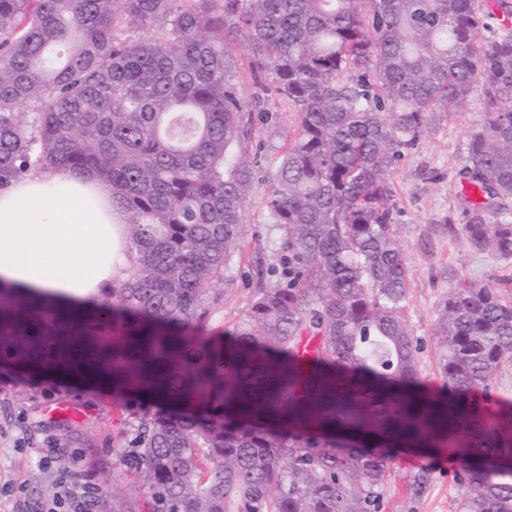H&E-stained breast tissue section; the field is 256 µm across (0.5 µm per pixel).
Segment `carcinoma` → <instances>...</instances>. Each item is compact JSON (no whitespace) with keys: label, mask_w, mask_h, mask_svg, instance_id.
<instances>
[{"label":"carcinoma","mask_w":512,"mask_h":512,"mask_svg":"<svg viewBox=\"0 0 512 512\" xmlns=\"http://www.w3.org/2000/svg\"><path fill=\"white\" fill-rule=\"evenodd\" d=\"M488 18L476 0H0V191L90 175L134 249L72 328L83 342L0 287V363L42 358L51 336L79 366L109 354L116 394L182 403L117 435L133 479L99 484L94 512H381L392 449L412 442L460 460L458 512H512V402L494 393L512 302L473 284L448 296L443 392L426 396L391 183L432 114L483 81L463 168L482 201L460 197L448 231L512 259V31L483 38ZM270 92L298 119L264 201L281 253L251 251L248 312L221 331L213 285L230 280Z\"/></svg>","instance_id":"cac0c4a2"}]
</instances>
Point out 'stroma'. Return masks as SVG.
Listing matches in <instances>:
<instances>
[{
    "label": "stroma",
    "instance_id": "1",
    "mask_svg": "<svg viewBox=\"0 0 512 512\" xmlns=\"http://www.w3.org/2000/svg\"><path fill=\"white\" fill-rule=\"evenodd\" d=\"M485 118L481 88H474L465 110L438 113L432 127L399 165L393 177L397 201L396 238L408 270L405 319L422 343L420 378L428 395L441 388L440 315L454 289L465 284L494 285L505 263L490 253L474 251L466 238L448 230L461 188L470 133ZM253 144L258 164L248 194L242 235L231 262L233 282L213 309L211 325L228 327L245 316L253 293L249 250L276 253L281 233L268 224L263 199L274 171V158L296 126L292 104L270 99L265 112L253 114ZM77 407L78 420L58 419L55 408ZM162 403L118 396L112 387L82 389L79 381L0 364V512H46L59 478L72 468L103 469L115 488L130 480L125 467L112 464V441L134 415L170 412ZM53 461L42 466L40 454ZM384 497L385 512H456L463 495L454 478L456 459L431 448H409L391 461ZM425 470L424 493L411 497L408 480Z\"/></svg>",
    "mask_w": 512,
    "mask_h": 512
}]
</instances>
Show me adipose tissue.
<instances>
[{"instance_id":"1","label":"adipose tissue","mask_w":512,"mask_h":512,"mask_svg":"<svg viewBox=\"0 0 512 512\" xmlns=\"http://www.w3.org/2000/svg\"><path fill=\"white\" fill-rule=\"evenodd\" d=\"M128 263L125 214L97 181L28 176L0 192V283L83 308Z\"/></svg>"}]
</instances>
